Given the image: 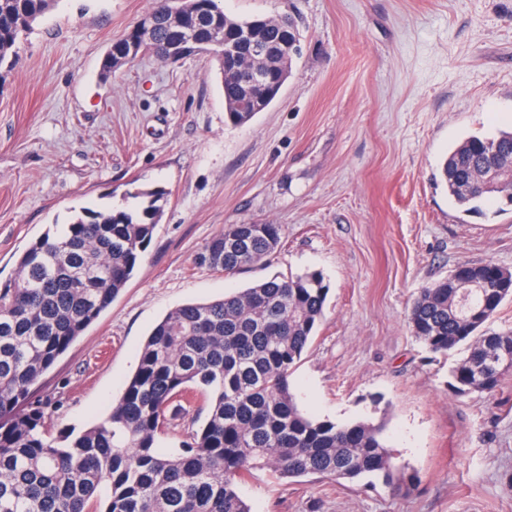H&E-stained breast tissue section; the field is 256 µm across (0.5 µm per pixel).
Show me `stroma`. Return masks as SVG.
<instances>
[{
  "mask_svg": "<svg viewBox=\"0 0 512 512\" xmlns=\"http://www.w3.org/2000/svg\"><path fill=\"white\" fill-rule=\"evenodd\" d=\"M154 5L58 0L0 76V283L80 208L168 193L126 288L42 379L52 438L106 413L177 306L318 270L329 293L291 371L297 402L338 422L387 416L418 482L396 496L259 471L240 486L252 512H512V370L494 392L458 393L464 350L432 353L408 322L457 264L512 270V210L464 212L441 178L465 137L512 130V0H222L233 18L293 14L301 34L291 77L244 125L225 120L207 54L103 76L112 43ZM229 224L280 225V246L241 274L196 266Z\"/></svg>",
  "mask_w": 512,
  "mask_h": 512,
  "instance_id": "1",
  "label": "stroma"
}]
</instances>
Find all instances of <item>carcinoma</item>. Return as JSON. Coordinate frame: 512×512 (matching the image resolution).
Wrapping results in <instances>:
<instances>
[{
    "label": "carcinoma",
    "instance_id": "obj_1",
    "mask_svg": "<svg viewBox=\"0 0 512 512\" xmlns=\"http://www.w3.org/2000/svg\"><path fill=\"white\" fill-rule=\"evenodd\" d=\"M55 0H0V70L11 69L17 43ZM150 41L132 26L113 43L103 73L136 44L162 62V48L191 33L199 50L224 61V49L251 39L256 19L224 14L219 0H166L148 11ZM256 36L276 42L282 28L266 18ZM242 54L221 71L226 117L244 125L251 97L239 72ZM267 82L282 86L292 59L261 62ZM512 163V132L469 136L442 164L448 195L466 212L496 199L512 207V181L487 188L485 168ZM126 208L83 207L66 224L33 241L13 279L0 284V512H250L238 487L257 471L278 480L374 477L407 494L417 476L394 462L386 420L336 422L305 413L291 390V369L325 317L329 287L317 271L257 282L222 299L181 305L151 330L136 370L97 423L56 445L48 400L35 396L46 372L99 318L133 277L159 223L166 192L129 194ZM281 242L278 224H229L196 253L194 263L238 273L264 262ZM476 288L467 307L448 293V279L422 290L408 319L433 353L460 347L452 371L459 393L492 392L512 356V331L486 323L512 299V272L493 262L470 264ZM206 404L200 426L171 451L160 443L175 412Z\"/></svg>",
    "mask_w": 512,
    "mask_h": 512
}]
</instances>
